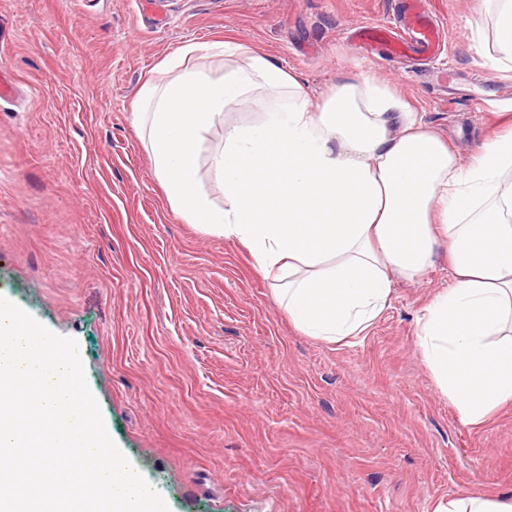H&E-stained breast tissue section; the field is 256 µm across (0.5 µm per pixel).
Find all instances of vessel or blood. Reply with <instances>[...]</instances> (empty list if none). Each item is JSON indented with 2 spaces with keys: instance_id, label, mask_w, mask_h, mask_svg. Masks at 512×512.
Masks as SVG:
<instances>
[{
  "instance_id": "vessel-or-blood-1",
  "label": "vessel or blood",
  "mask_w": 512,
  "mask_h": 512,
  "mask_svg": "<svg viewBox=\"0 0 512 512\" xmlns=\"http://www.w3.org/2000/svg\"><path fill=\"white\" fill-rule=\"evenodd\" d=\"M445 30L446 24L438 18L431 0H403L393 24H359L354 39L374 57L434 61L444 52Z\"/></svg>"
}]
</instances>
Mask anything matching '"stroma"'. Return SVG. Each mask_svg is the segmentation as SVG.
I'll return each mask as SVG.
<instances>
[{"label": "stroma", "mask_w": 512, "mask_h": 512, "mask_svg": "<svg viewBox=\"0 0 512 512\" xmlns=\"http://www.w3.org/2000/svg\"><path fill=\"white\" fill-rule=\"evenodd\" d=\"M447 24L428 69L367 60L352 26L387 21L395 0H0V296L74 338L112 438L170 512H434L466 493L512 495V405L464 423L417 345L424 307L452 283L446 250L396 281L362 335L297 330L240 244L169 207L136 134L143 81L190 44L218 40L272 57L320 104L370 76L469 162L512 119L497 97L512 72L488 58L492 16L477 0H434ZM228 106L203 132L200 178Z\"/></svg>", "instance_id": "35a3bbf8"}]
</instances>
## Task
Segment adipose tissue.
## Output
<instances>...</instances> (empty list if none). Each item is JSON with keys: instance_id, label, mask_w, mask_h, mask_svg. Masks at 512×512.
<instances>
[{"instance_id": "obj_1", "label": "adipose tissue", "mask_w": 512, "mask_h": 512, "mask_svg": "<svg viewBox=\"0 0 512 512\" xmlns=\"http://www.w3.org/2000/svg\"><path fill=\"white\" fill-rule=\"evenodd\" d=\"M492 65L512 70V0H494ZM214 77L186 47L139 90L136 117L173 211L251 253L290 321L339 342L364 333L395 280L424 276L448 249L453 284L419 320V346L463 421L512 404V129L462 165L383 83L350 79L320 105L269 56L229 41ZM257 98L258 122L229 125L211 158L216 205L199 178L202 132L230 103Z\"/></svg>"}]
</instances>
